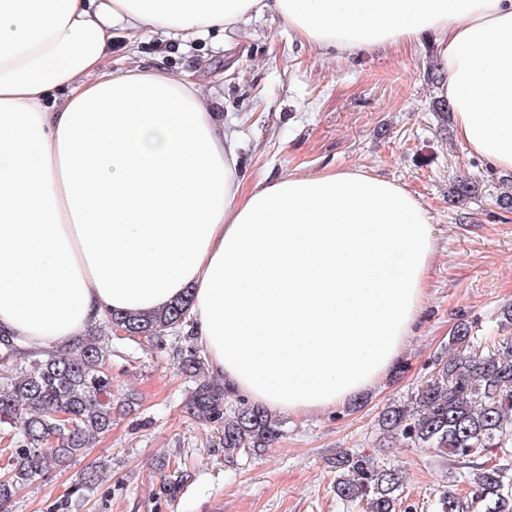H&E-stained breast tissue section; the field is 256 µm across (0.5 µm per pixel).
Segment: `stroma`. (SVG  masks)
<instances>
[{"label":"stroma","instance_id":"stroma-1","mask_svg":"<svg viewBox=\"0 0 512 512\" xmlns=\"http://www.w3.org/2000/svg\"><path fill=\"white\" fill-rule=\"evenodd\" d=\"M110 51L117 67L194 72L217 121L240 142L246 179L360 167L405 186L425 206L438 252L417 327L391 374L361 403L287 417L276 443L230 463L220 431L184 408L191 383L175 361L190 339L113 336L111 431L70 467L18 489L11 512H358L333 489L332 462L343 451L399 467L409 512H434L450 487L470 496L464 465L405 447L378 425L387 404L409 400L430 378L459 319L486 350L512 336L503 317L512 304V209L499 204L512 194V172L470 154L438 119L433 44L344 56L300 43L263 15L229 47L216 30L181 45L159 34L132 40L116 26ZM462 178L478 182L477 198L454 197ZM96 465L105 468L102 482L79 489L82 472ZM169 484L176 495L163 494Z\"/></svg>","mask_w":512,"mask_h":512}]
</instances>
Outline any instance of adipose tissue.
Listing matches in <instances>:
<instances>
[{"mask_svg":"<svg viewBox=\"0 0 512 512\" xmlns=\"http://www.w3.org/2000/svg\"><path fill=\"white\" fill-rule=\"evenodd\" d=\"M280 16L347 54L433 40L455 133L512 169V0H0V328L27 349L191 295L212 374L267 410L345 406L398 360L429 215L360 168L246 181L190 75L116 69L129 37Z\"/></svg>","mask_w":512,"mask_h":512,"instance_id":"1","label":"adipose tissue"}]
</instances>
